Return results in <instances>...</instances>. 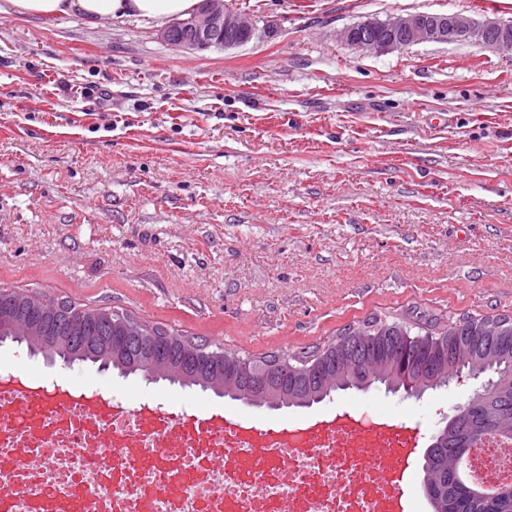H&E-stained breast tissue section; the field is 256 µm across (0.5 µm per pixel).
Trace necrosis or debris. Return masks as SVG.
Returning <instances> with one entry per match:
<instances>
[{
	"label": "necrosis or debris",
	"instance_id": "necrosis-or-debris-1",
	"mask_svg": "<svg viewBox=\"0 0 512 512\" xmlns=\"http://www.w3.org/2000/svg\"><path fill=\"white\" fill-rule=\"evenodd\" d=\"M406 445L365 415L285 437L187 428L0 374V512H396Z\"/></svg>",
	"mask_w": 512,
	"mask_h": 512
}]
</instances>
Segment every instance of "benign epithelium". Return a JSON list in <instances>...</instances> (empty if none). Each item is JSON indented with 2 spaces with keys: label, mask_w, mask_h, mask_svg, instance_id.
Returning <instances> with one entry per match:
<instances>
[{
  "label": "benign epithelium",
  "mask_w": 512,
  "mask_h": 512,
  "mask_svg": "<svg viewBox=\"0 0 512 512\" xmlns=\"http://www.w3.org/2000/svg\"><path fill=\"white\" fill-rule=\"evenodd\" d=\"M383 28L384 39H374L369 33ZM253 36L255 25L224 6V0H201L196 14L171 23L160 32L164 42L176 41V46L189 50L212 47L236 48L246 44L240 35ZM341 41L378 53L422 42L451 43L467 39L483 47L512 50V25L496 19L476 22L458 13L398 14L388 20H364L339 30Z\"/></svg>",
  "instance_id": "obj_1"
}]
</instances>
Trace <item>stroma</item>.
<instances>
[{
	"label": "stroma",
	"mask_w": 512,
	"mask_h": 512,
	"mask_svg": "<svg viewBox=\"0 0 512 512\" xmlns=\"http://www.w3.org/2000/svg\"><path fill=\"white\" fill-rule=\"evenodd\" d=\"M246 45L0 13V289L108 307L256 357L370 315H512V52L377 54L338 29L512 0H224ZM275 431L369 409L418 452L477 383L271 410L0 347V370Z\"/></svg>",
	"instance_id": "stroma-1"
}]
</instances>
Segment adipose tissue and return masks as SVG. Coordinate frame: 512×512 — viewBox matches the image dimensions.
Listing matches in <instances>:
<instances>
[{
	"label": "adipose tissue",
	"mask_w": 512,
	"mask_h": 512,
	"mask_svg": "<svg viewBox=\"0 0 512 512\" xmlns=\"http://www.w3.org/2000/svg\"><path fill=\"white\" fill-rule=\"evenodd\" d=\"M6 3L19 15L47 18L78 15L92 25L104 18L131 19L161 28L196 12L200 0H6Z\"/></svg>",
	"instance_id": "adipose-tissue-1"
}]
</instances>
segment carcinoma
<instances>
[{
    "instance_id": "cac0c4a2",
    "label": "carcinoma",
    "mask_w": 512,
    "mask_h": 512,
    "mask_svg": "<svg viewBox=\"0 0 512 512\" xmlns=\"http://www.w3.org/2000/svg\"><path fill=\"white\" fill-rule=\"evenodd\" d=\"M11 342L63 364L91 362L124 375L212 390L269 408L310 407L339 391L420 395L468 374L486 384L433 437L422 466L431 512H512V485L475 490L461 461L488 435L512 439V316L464 315L442 324L415 308L407 320L370 318L299 354L243 356L127 315L0 292V345Z\"/></svg>"
}]
</instances>
